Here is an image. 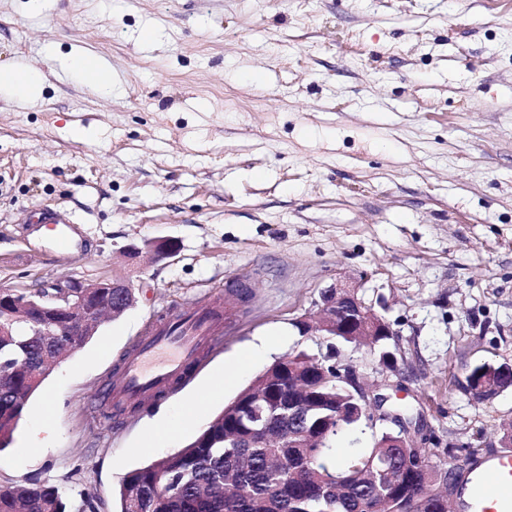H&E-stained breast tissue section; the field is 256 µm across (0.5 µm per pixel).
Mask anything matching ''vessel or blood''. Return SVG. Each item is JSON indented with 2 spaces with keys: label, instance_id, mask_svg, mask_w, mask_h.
<instances>
[{
  "label": "vessel or blood",
  "instance_id": "1",
  "mask_svg": "<svg viewBox=\"0 0 512 512\" xmlns=\"http://www.w3.org/2000/svg\"><path fill=\"white\" fill-rule=\"evenodd\" d=\"M38 223L55 225L52 246L56 254L77 249L68 220L39 213ZM224 341V305L221 297L204 299L190 314L154 325L141 336L135 351L113 376L110 404L114 409L152 399L157 392H171L186 377L200 354L216 350ZM490 479L471 482L468 512H512V455L496 456Z\"/></svg>",
  "mask_w": 512,
  "mask_h": 512
}]
</instances>
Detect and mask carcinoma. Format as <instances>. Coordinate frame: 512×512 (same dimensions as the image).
<instances>
[{
	"label": "carcinoma",
	"instance_id": "1",
	"mask_svg": "<svg viewBox=\"0 0 512 512\" xmlns=\"http://www.w3.org/2000/svg\"><path fill=\"white\" fill-rule=\"evenodd\" d=\"M86 336H0V449L12 441L27 403L44 381L45 362L62 344ZM304 350L273 363L256 381L265 397L246 389L235 407L215 415L176 452L129 471L121 480L116 512H448L438 474L459 479L472 471L421 449L397 445L398 432L383 427L370 446L336 459V439L366 426L356 398L342 382L308 368ZM499 385L512 382L502 366L481 364L467 376ZM295 388L302 398L297 427L285 425L283 406ZM66 491L27 480L0 490V512H68Z\"/></svg>",
	"mask_w": 512,
	"mask_h": 512
}]
</instances>
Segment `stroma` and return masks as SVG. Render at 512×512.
Here are the masks:
<instances>
[{
	"label": "stroma",
	"mask_w": 512,
	"mask_h": 512,
	"mask_svg": "<svg viewBox=\"0 0 512 512\" xmlns=\"http://www.w3.org/2000/svg\"><path fill=\"white\" fill-rule=\"evenodd\" d=\"M77 52L109 65L111 92L65 70ZM15 65L44 87L34 104L0 93V288L122 277L135 302L30 398L0 489L89 487L115 512L126 473L185 446L274 360L318 353L292 320L340 279L387 304L400 351L385 376L342 346L360 383L500 453L512 387L483 400L465 376L512 364V0H0V66ZM39 205L73 220L77 256L21 223ZM146 238L181 251L129 260ZM236 280L248 298H231L223 348L175 395L96 426L144 331ZM260 337L274 350L237 368ZM157 244H164V247L161 251H158L157 249H152L150 251H144L142 247L132 245L127 248V253L129 255L135 254V256L142 255L143 253L146 254L147 257L152 262H158L165 259L172 258L178 254L180 251V244L177 240L174 239H152Z\"/></svg>",
	"instance_id": "1"
}]
</instances>
